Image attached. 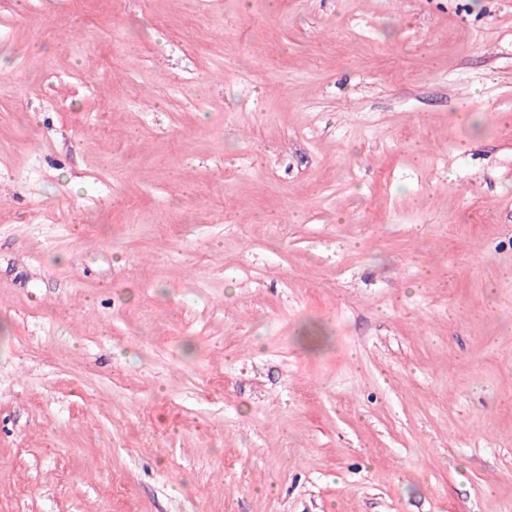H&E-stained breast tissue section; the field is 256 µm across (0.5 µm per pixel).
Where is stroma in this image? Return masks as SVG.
<instances>
[{"instance_id": "35a3bbf8", "label": "stroma", "mask_w": 512, "mask_h": 512, "mask_svg": "<svg viewBox=\"0 0 512 512\" xmlns=\"http://www.w3.org/2000/svg\"><path fill=\"white\" fill-rule=\"evenodd\" d=\"M0 512H512V0H0Z\"/></svg>"}]
</instances>
